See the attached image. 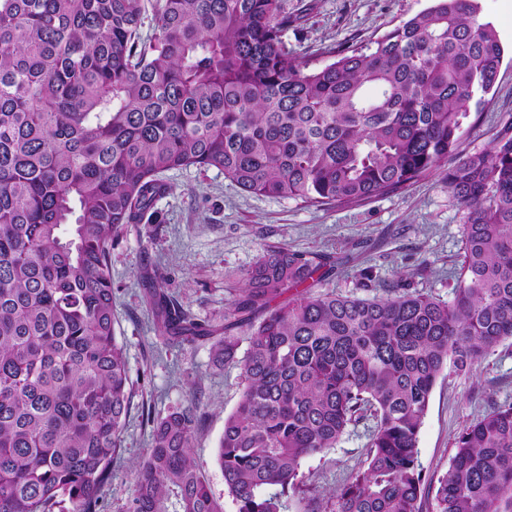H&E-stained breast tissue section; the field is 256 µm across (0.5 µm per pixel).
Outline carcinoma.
<instances>
[{"instance_id": "cac0c4a2", "label": "carcinoma", "mask_w": 512, "mask_h": 512, "mask_svg": "<svg viewBox=\"0 0 512 512\" xmlns=\"http://www.w3.org/2000/svg\"><path fill=\"white\" fill-rule=\"evenodd\" d=\"M0 0V512H100L131 398L110 249L215 168L242 190L356 205L448 160L464 211L455 297L313 290L326 259L266 247L203 327L143 273L158 331L212 342L244 387L217 460L237 512H424L417 437L446 368L512 339V136L459 157L503 49L475 0H436L317 69L282 0ZM248 345L237 358L240 338ZM367 467L327 498L301 464L363 420ZM193 405L156 420L128 512H224L191 457ZM433 512H512V404L455 438Z\"/></svg>"}]
</instances>
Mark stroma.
Wrapping results in <instances>:
<instances>
[{
    "mask_svg": "<svg viewBox=\"0 0 512 512\" xmlns=\"http://www.w3.org/2000/svg\"><path fill=\"white\" fill-rule=\"evenodd\" d=\"M292 19L283 39L309 67L334 61L339 49H364L433 0H285ZM479 16L497 32L503 61L493 89L472 106L460 150H489L512 135V0H477ZM445 169L353 206L309 205L251 194L222 172L187 167L166 172L168 191L157 197L149 222L128 225L111 249L112 306L123 345L132 397L100 492L102 512H126L134 470L151 446L154 419L195 405L202 419L191 448L224 512L236 505L217 460L224 418L243 389L240 366L212 362L207 342H169L157 330L145 298L144 269L159 270L166 295L198 322H223L241 275L267 246L311 258H336L319 288L358 297L395 289L453 299L464 213L449 190ZM369 272L362 280L361 272ZM512 403V341L480 359L469 372L446 371L438 381L418 434V463L430 487L447 472L454 440L492 407ZM365 424L352 427L336 448L304 459L311 494L342 486L366 465Z\"/></svg>",
    "mask_w": 512,
    "mask_h": 512,
    "instance_id": "stroma-1",
    "label": "stroma"
}]
</instances>
